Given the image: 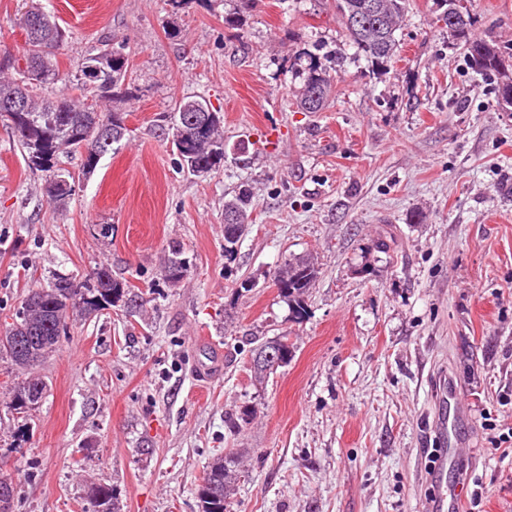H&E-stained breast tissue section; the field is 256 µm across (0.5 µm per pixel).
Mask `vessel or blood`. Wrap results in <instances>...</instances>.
Segmentation results:
<instances>
[{
  "mask_svg": "<svg viewBox=\"0 0 512 512\" xmlns=\"http://www.w3.org/2000/svg\"><path fill=\"white\" fill-rule=\"evenodd\" d=\"M460 425V413L454 408L443 413L437 423L436 434L442 451L438 466L431 476L434 493L428 512H462L466 498L465 483L461 480L453 484L448 483L444 475L448 464L453 461L463 444L459 434Z\"/></svg>",
  "mask_w": 512,
  "mask_h": 512,
  "instance_id": "vessel-or-blood-1",
  "label": "vessel or blood"
}]
</instances>
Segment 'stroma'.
<instances>
[{
    "label": "stroma",
    "instance_id": "obj_1",
    "mask_svg": "<svg viewBox=\"0 0 512 512\" xmlns=\"http://www.w3.org/2000/svg\"><path fill=\"white\" fill-rule=\"evenodd\" d=\"M31 0H0V49L21 57ZM471 37L512 44V0H469ZM50 0L65 28L61 70L125 46L133 96L116 150L75 177L66 206L44 193L0 121V333L52 273L91 282L105 266L128 301L68 324L34 372L32 417L9 409L0 361V471L14 512H83L91 485L121 512H198L214 458L238 450L230 512H425L439 379L464 411L468 446L449 481L467 512H512V112L463 42L437 24L440 0H409L400 54L371 69L333 0ZM336 72L322 112L296 106V59ZM224 116V165L182 170L159 135L177 100ZM250 189L253 222L224 252V201ZM387 248H379V240ZM189 271L162 279L170 246ZM313 255L302 313L273 281ZM289 336L291 360L251 379L260 342ZM257 415L239 431L226 420Z\"/></svg>",
    "mask_w": 512,
    "mask_h": 512
}]
</instances>
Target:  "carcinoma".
Listing matches in <instances>:
<instances>
[{
  "label": "carcinoma",
  "instance_id": "cac0c4a2",
  "mask_svg": "<svg viewBox=\"0 0 512 512\" xmlns=\"http://www.w3.org/2000/svg\"><path fill=\"white\" fill-rule=\"evenodd\" d=\"M363 0H334L336 14L344 27L349 42L356 52L371 65H382L399 52L396 31L402 22L408 0H378L379 13L362 18L355 26L350 16L357 12ZM43 19L40 32L27 36L23 59L25 67L13 61L11 69L19 78L0 69V119L12 129L27 166L45 173L44 190L51 200L61 204L72 195L70 172L59 167L63 154L80 153L83 157L82 174L93 173L103 155L112 150L125 135L126 127L122 113L107 108L116 96L129 93L125 87L130 67V54L125 47L112 48L120 57L115 67L102 73L94 65L99 54H92L77 66L72 80L83 93V97L60 96L55 101L37 99L34 88L59 81L56 52L64 38L63 28L55 16L45 10L41 3H33L22 18L27 26L29 17ZM472 14L465 11L451 34L465 40L468 59L481 74L495 77V101L502 105L512 98V67L505 64L512 52L482 40L467 38ZM302 73V85L297 96L299 105H304L311 92H319V109H324L335 88L336 77L330 70L316 64ZM24 99L27 112H10L6 104L13 99ZM192 99L179 100L173 116L163 119L161 136L170 141L181 167L190 173L207 174L224 165V118L213 109L195 122L190 118L195 112L190 109ZM251 192L245 188L224 201V216L236 217L235 223L224 225L226 251L233 253L249 227ZM187 263L182 251L171 250V256L162 266L163 278L172 284L180 283L187 275ZM318 267L314 258L302 255L286 260L278 269L274 281L280 294L288 300L295 311L303 309L304 296L314 284ZM128 285L112 277L106 267L95 272L94 284L86 286L66 275H56L45 285L28 289L15 315L12 326L0 335V359L26 373L36 363L56 352L67 326V320L85 317L106 307H116L126 295ZM39 336L41 342L31 352L14 351L16 338ZM44 382L26 374L11 390V407L18 414L33 411L29 406V395L42 400ZM239 481V472L232 461L218 457L207 467L202 484L198 488L199 512H227L229 500L234 496ZM16 496L15 486L6 475L0 476V512H13ZM88 512H119L113 491L104 485L92 488L88 494Z\"/></svg>",
  "mask_w": 512,
  "mask_h": 512
}]
</instances>
